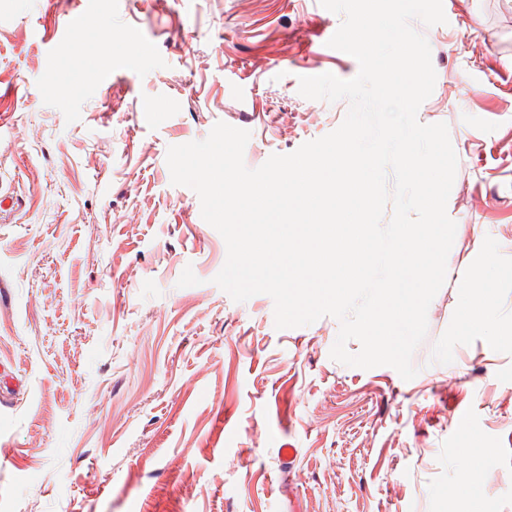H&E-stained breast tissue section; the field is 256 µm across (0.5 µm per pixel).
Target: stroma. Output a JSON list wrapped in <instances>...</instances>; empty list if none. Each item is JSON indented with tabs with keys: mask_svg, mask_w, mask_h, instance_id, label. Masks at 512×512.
Listing matches in <instances>:
<instances>
[{
	"mask_svg": "<svg viewBox=\"0 0 512 512\" xmlns=\"http://www.w3.org/2000/svg\"><path fill=\"white\" fill-rule=\"evenodd\" d=\"M0 0V512H512V341L459 323L476 239L512 323V0H443L424 124L458 165L446 281L417 375L350 367L340 323L275 327L274 301L213 279L227 248L174 145L219 122L255 169L343 122L299 79L359 72L323 48L319 0ZM150 42L151 54L136 51ZM464 452L468 458V463L462 471L461 483L468 490L476 503L477 508L472 512H488L489 510L479 492L481 482L478 471L481 470V467L475 465L472 460V458L485 456V452L475 451L473 448H466Z\"/></svg>",
	"mask_w": 512,
	"mask_h": 512,
	"instance_id": "obj_1",
	"label": "stroma"
}]
</instances>
